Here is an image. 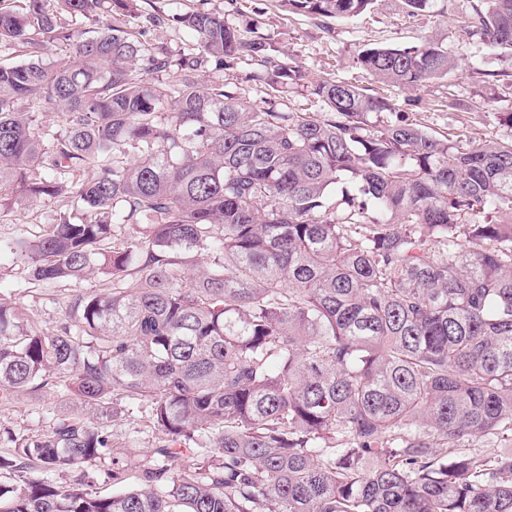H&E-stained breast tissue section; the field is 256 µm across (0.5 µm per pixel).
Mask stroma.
I'll return each instance as SVG.
<instances>
[{"label":"stroma","mask_w":512,"mask_h":512,"mask_svg":"<svg viewBox=\"0 0 512 512\" xmlns=\"http://www.w3.org/2000/svg\"><path fill=\"white\" fill-rule=\"evenodd\" d=\"M168 13H179L198 5L223 15L241 31H249L256 19H263L280 49L279 59L298 67L306 79H336L363 88L375 86L373 79L357 64L359 52L368 44L411 46L441 36L462 60L447 78L435 80L412 91L383 86L380 94L399 106H411L412 115L430 130L453 133L465 129L490 133L500 139L512 138V127L500 123L499 113L512 111V56L487 48L479 39L462 37L458 21L470 7L469 0H437L435 7L408 15L402 0H376L371 12L351 19L312 18L291 12L286 0H155ZM57 202L23 203L0 223V237H35L50 223ZM102 279L65 282L50 288L24 282L22 263L0 253V298L19 307L25 319L39 329L51 331L65 317L72 295L101 288ZM66 406L60 393L46 388L32 398L0 406V455L11 452L12 437L46 433L54 416ZM106 430L119 440V447L85 464L94 490H112L113 470L135 475L150 462L151 451L162 442V434L137 411H126L108 421Z\"/></svg>","instance_id":"stroma-1"}]
</instances>
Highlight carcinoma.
Segmentation results:
<instances>
[{
	"label": "carcinoma",
	"mask_w": 512,
	"mask_h": 512,
	"mask_svg": "<svg viewBox=\"0 0 512 512\" xmlns=\"http://www.w3.org/2000/svg\"><path fill=\"white\" fill-rule=\"evenodd\" d=\"M134 2L0 0V216L70 203L0 251L32 285L110 284L50 332L0 302V403L50 384L76 406L0 455V476L40 471L0 485V512H512V140L437 137L336 79L292 110L300 71L262 22L134 24ZM288 4L349 19L373 0ZM159 24L194 41L152 47ZM461 31L512 55V0H472ZM241 61L259 104L202 79ZM357 63L409 90L458 67L443 39ZM121 402L163 435L137 485H59L121 447L100 422Z\"/></svg>",
	"instance_id": "cac0c4a2"
}]
</instances>
